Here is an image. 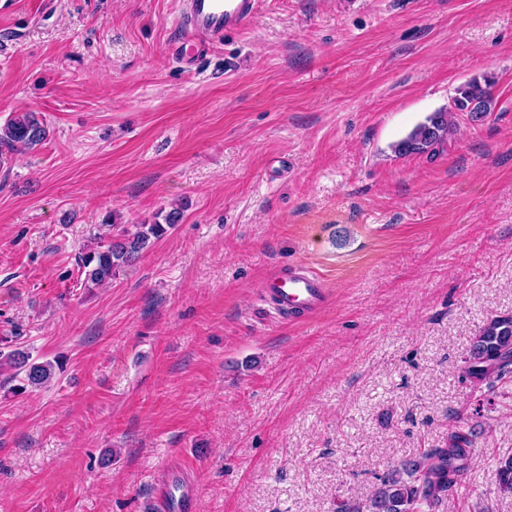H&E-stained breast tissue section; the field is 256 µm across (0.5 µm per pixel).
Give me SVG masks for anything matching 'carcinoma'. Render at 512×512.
Masks as SVG:
<instances>
[{
	"label": "carcinoma",
	"mask_w": 512,
	"mask_h": 512,
	"mask_svg": "<svg viewBox=\"0 0 512 512\" xmlns=\"http://www.w3.org/2000/svg\"><path fill=\"white\" fill-rule=\"evenodd\" d=\"M489 75L474 76L456 87L458 108L478 101L486 108L493 105ZM455 112L447 108L430 113L401 140L392 145L398 156L434 154L454 124ZM47 127L37 112H18L0 127V147L34 148L46 140ZM182 218L179 208L169 210L163 222L136 224L134 230L97 245L79 256V265L87 288L110 284L132 266L142 252L173 229ZM57 361H38L26 351L0 352V370L11 371L9 380L20 381L14 391L44 386L55 376ZM461 377L477 389L495 391L497 385L512 381V315L490 318L474 337ZM472 431L456 423L448 428V444L443 448H425L413 459L393 466L379 478L380 487L366 501L341 500L336 512H432L448 502L473 456ZM496 482L503 494L512 496V457L500 463Z\"/></svg>",
	"instance_id": "carcinoma-1"
}]
</instances>
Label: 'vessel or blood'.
I'll list each match as a JSON object with an SVG mask.
<instances>
[{"label": "vessel or blood", "instance_id": "obj_1", "mask_svg": "<svg viewBox=\"0 0 512 512\" xmlns=\"http://www.w3.org/2000/svg\"><path fill=\"white\" fill-rule=\"evenodd\" d=\"M259 0H181L178 26L185 34L178 56L193 63L225 33L245 29L254 22ZM266 294L279 311L308 315L324 308L328 295L307 271L295 272L269 284ZM199 488L181 468H168L151 500L153 512H196Z\"/></svg>", "mask_w": 512, "mask_h": 512}]
</instances>
